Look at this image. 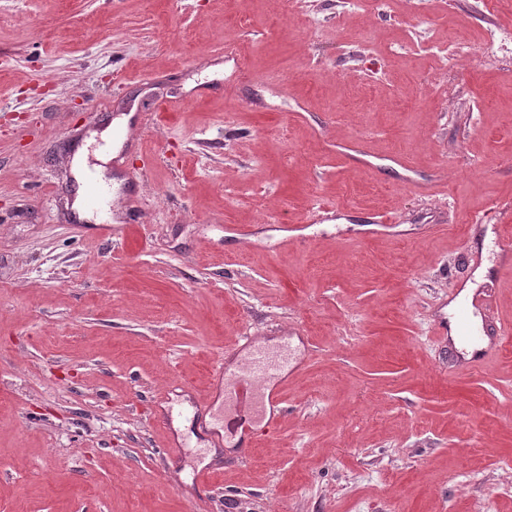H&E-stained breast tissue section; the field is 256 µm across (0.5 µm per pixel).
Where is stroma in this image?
<instances>
[{
    "instance_id": "35a3bbf8",
    "label": "stroma",
    "mask_w": 512,
    "mask_h": 512,
    "mask_svg": "<svg viewBox=\"0 0 512 512\" xmlns=\"http://www.w3.org/2000/svg\"><path fill=\"white\" fill-rule=\"evenodd\" d=\"M510 208L512 0H0V512H512ZM255 343L293 368L247 442L210 374Z\"/></svg>"
}]
</instances>
